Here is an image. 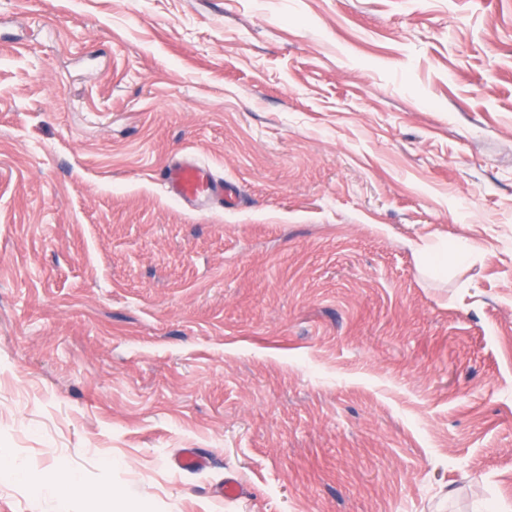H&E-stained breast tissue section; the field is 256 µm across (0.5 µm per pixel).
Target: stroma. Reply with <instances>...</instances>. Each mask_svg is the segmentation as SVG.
Masks as SVG:
<instances>
[{
  "instance_id": "stroma-1",
  "label": "stroma",
  "mask_w": 512,
  "mask_h": 512,
  "mask_svg": "<svg viewBox=\"0 0 512 512\" xmlns=\"http://www.w3.org/2000/svg\"><path fill=\"white\" fill-rule=\"evenodd\" d=\"M1 456L0 512H512V0H0ZM162 181L170 196L182 204L193 205L206 197L220 200L224 205V184L195 159L184 158L168 164ZM415 249L427 260V269L430 273H437L443 268V264L434 263L433 259L439 258L441 260L446 259L448 263V246L438 245L435 243L425 242L416 243ZM209 464V458L202 448H182L173 459L172 466L179 471L203 470Z\"/></svg>"
}]
</instances>
